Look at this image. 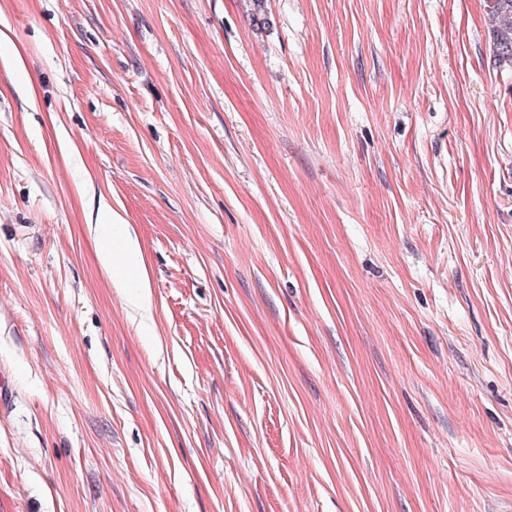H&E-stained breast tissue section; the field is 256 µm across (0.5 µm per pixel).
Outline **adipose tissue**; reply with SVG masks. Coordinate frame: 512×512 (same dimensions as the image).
I'll use <instances>...</instances> for the list:
<instances>
[{
    "label": "adipose tissue",
    "mask_w": 512,
    "mask_h": 512,
    "mask_svg": "<svg viewBox=\"0 0 512 512\" xmlns=\"http://www.w3.org/2000/svg\"><path fill=\"white\" fill-rule=\"evenodd\" d=\"M99 225L101 237V261L106 271L122 269L129 287V300L140 310H148L151 304L149 280L145 272L141 250L124 232V221L114 211H107Z\"/></svg>",
    "instance_id": "obj_1"
}]
</instances>
